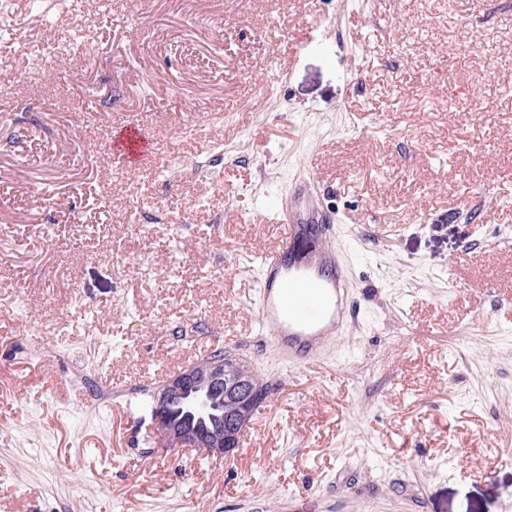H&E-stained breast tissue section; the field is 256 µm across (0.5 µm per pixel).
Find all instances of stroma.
Segmentation results:
<instances>
[{
	"instance_id": "stroma-1",
	"label": "stroma",
	"mask_w": 512,
	"mask_h": 512,
	"mask_svg": "<svg viewBox=\"0 0 512 512\" xmlns=\"http://www.w3.org/2000/svg\"><path fill=\"white\" fill-rule=\"evenodd\" d=\"M299 179L359 302L311 371L254 329ZM1 225L0 512H512V0H0ZM220 350L238 452L158 449ZM113 151L127 163H137L155 155L154 141L138 123L130 122L114 135ZM217 353L219 354L217 357L228 358L237 372L243 374L248 380L243 375L232 371L225 363L227 359H209ZM215 354L208 357L209 360L196 363L183 372L170 376L154 392L152 413L159 448L177 452L186 448H193L202 451L204 455L211 458H228L239 447V444H230L229 447L223 448L226 441L230 442L233 434L229 416L233 414L232 410L234 408L232 402L226 399L224 395L237 401L239 406L236 411L238 424L244 431L250 422L252 406L256 400L254 410L260 406L265 399L267 389L262 380L247 366L236 359L229 358V355L224 351L215 352ZM200 383H214L206 388V390H210L208 393L210 407L208 417L205 420L191 421L190 417L185 414L184 406L178 398L168 405L166 413L174 421L183 420L197 427L203 435L204 443L209 448L202 443L199 435L194 430L186 428L181 422L170 420L163 412L164 406L173 397L185 393L190 387L198 386Z\"/></svg>"
}]
</instances>
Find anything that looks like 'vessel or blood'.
Instances as JSON below:
<instances>
[{
	"label": "vessel or blood",
	"mask_w": 512,
	"mask_h": 512,
	"mask_svg": "<svg viewBox=\"0 0 512 512\" xmlns=\"http://www.w3.org/2000/svg\"><path fill=\"white\" fill-rule=\"evenodd\" d=\"M112 147L129 163L155 154L153 139L134 122L115 133ZM273 221L277 241L259 263L258 335L284 363L301 370L317 362L351 314L346 265L332 243L335 216L311 183L282 199Z\"/></svg>",
	"instance_id": "obj_1"
}]
</instances>
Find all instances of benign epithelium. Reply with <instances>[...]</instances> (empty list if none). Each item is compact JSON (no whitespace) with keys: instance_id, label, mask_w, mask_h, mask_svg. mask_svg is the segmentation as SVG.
<instances>
[{"instance_id":"obj_1","label":"benign epithelium","mask_w":512,"mask_h":512,"mask_svg":"<svg viewBox=\"0 0 512 512\" xmlns=\"http://www.w3.org/2000/svg\"><path fill=\"white\" fill-rule=\"evenodd\" d=\"M214 382L223 383L224 395L237 401L238 424L241 428H246L252 414V406L256 401L253 391L249 390L248 380L243 375L232 371L225 363V359H209L167 378L154 392L152 413L158 447L177 452L193 448L211 458H228L238 448L236 444L225 448H209L202 443L194 430L170 420L163 412L164 406L173 397L200 383Z\"/></svg>"}]
</instances>
